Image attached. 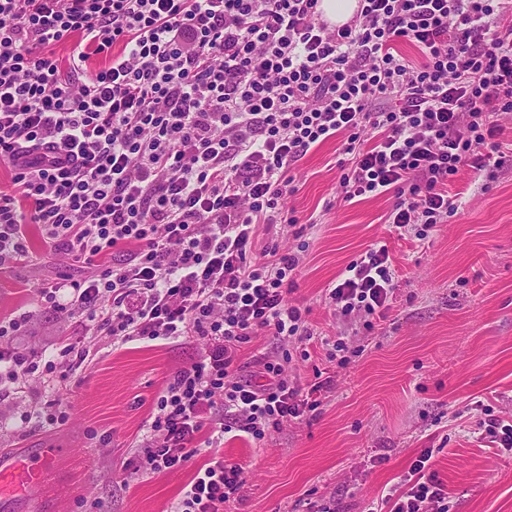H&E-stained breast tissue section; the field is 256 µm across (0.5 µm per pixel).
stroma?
<instances>
[{"label": "stroma", "mask_w": 512, "mask_h": 512, "mask_svg": "<svg viewBox=\"0 0 512 512\" xmlns=\"http://www.w3.org/2000/svg\"><path fill=\"white\" fill-rule=\"evenodd\" d=\"M342 142L312 150L292 171L297 191L286 209L312 227L280 224L259 231L292 248L302 269L290 301L310 307L316 339L283 342L261 336L244 344L239 362L290 350L285 372L300 387L316 375L330 384L315 410L253 441L225 435L224 459L243 467L245 485L223 512H315L335 500L340 512H364L397 484L423 449L448 489L449 512H512V451L486 433L488 416L512 417V156L496 178L463 168L453 192L463 208L447 223L397 236L382 217L388 197L342 199ZM387 242L399 272L384 321L367 329L344 319L324 294L369 245ZM30 258L0 269V316L34 311L26 335L12 345L53 358L66 337H83L93 363L50 381L22 380L0 402V451L63 444L65 483L58 512H169L203 456L180 471L136 472L137 456L173 373L195 361L204 344L115 343L81 314L40 310L39 284L83 276L80 263L51 251L30 229ZM344 339L339 365L322 340ZM46 403L70 407L62 426L24 429L20 416Z\"/></svg>", "instance_id": "1"}]
</instances>
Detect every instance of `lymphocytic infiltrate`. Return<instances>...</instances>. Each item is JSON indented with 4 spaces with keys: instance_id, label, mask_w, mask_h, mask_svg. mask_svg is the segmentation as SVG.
<instances>
[{
    "instance_id": "lymphocytic-infiltrate-1",
    "label": "lymphocytic infiltrate",
    "mask_w": 512,
    "mask_h": 512,
    "mask_svg": "<svg viewBox=\"0 0 512 512\" xmlns=\"http://www.w3.org/2000/svg\"><path fill=\"white\" fill-rule=\"evenodd\" d=\"M320 2L0 0V268L28 258L38 225L88 270L39 288L41 307L81 310L123 343L208 344L174 372L138 456L142 473L172 472L209 449L171 512H222L245 483L218 452L223 434L260 440L310 406L281 363H237L256 337L315 336L288 300L298 255L256 247L260 227L297 221L296 163L344 136V200L393 195L384 221L398 233L447 223L462 166L503 165L512 0H358L337 27ZM76 34L83 47L60 62ZM93 55L106 64L91 72ZM397 283L377 242L325 294L341 315L381 320ZM89 356L79 337L45 362L0 350V383ZM432 457L368 512H449Z\"/></svg>"
}]
</instances>
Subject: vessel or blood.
<instances>
[{"mask_svg": "<svg viewBox=\"0 0 512 512\" xmlns=\"http://www.w3.org/2000/svg\"><path fill=\"white\" fill-rule=\"evenodd\" d=\"M62 448H34L28 451L0 453V512H15L16 506L6 488L32 490L27 512H47L44 503L50 496Z\"/></svg>", "mask_w": 512, "mask_h": 512, "instance_id": "obj_1", "label": "vessel or blood"}]
</instances>
